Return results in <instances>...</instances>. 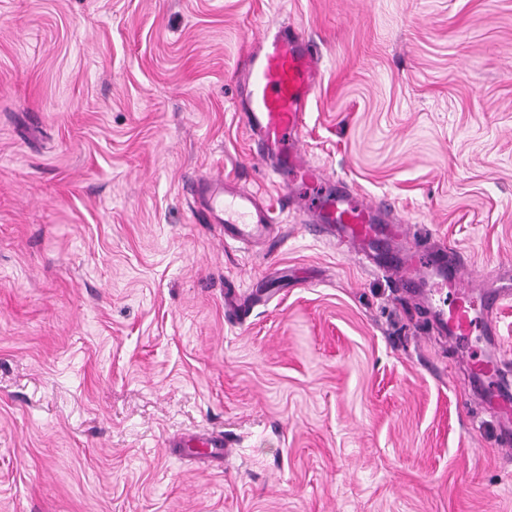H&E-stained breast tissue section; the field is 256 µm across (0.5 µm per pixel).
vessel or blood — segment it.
<instances>
[{
	"label": "vessel or blood",
	"instance_id": "obj_1",
	"mask_svg": "<svg viewBox=\"0 0 512 512\" xmlns=\"http://www.w3.org/2000/svg\"><path fill=\"white\" fill-rule=\"evenodd\" d=\"M318 62L298 31L276 25L263 28L259 48L240 78L246 97L234 117L256 143L268 174L291 173L307 184L321 182L324 170L311 163L300 146L304 112L314 92ZM196 192L206 205L205 220L224 227L226 238L248 241L264 236L274 222L271 206L258 191L230 188L222 176H200ZM318 228L328 230L337 245H356L358 251L382 249L384 269L399 272L398 285L420 288L433 307V318L449 338H467L476 327L494 329L502 299L512 297L508 288L494 289L484 298L475 297L458 282L465 263L461 250L440 247L429 251L410 237L400 220L382 213L381 206L352 197L350 192L325 195L318 209ZM502 365L498 356L476 360L473 371L483 386L487 402L502 415L512 416V385L497 382Z\"/></svg>",
	"mask_w": 512,
	"mask_h": 512
}]
</instances>
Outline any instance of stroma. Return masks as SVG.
<instances>
[{
  "instance_id": "obj_1",
  "label": "stroma",
  "mask_w": 512,
  "mask_h": 512,
  "mask_svg": "<svg viewBox=\"0 0 512 512\" xmlns=\"http://www.w3.org/2000/svg\"><path fill=\"white\" fill-rule=\"evenodd\" d=\"M269 23L324 190L512 277V0H0V512H512L461 345L315 191L271 246L195 221V176L276 200L234 118Z\"/></svg>"
}]
</instances>
